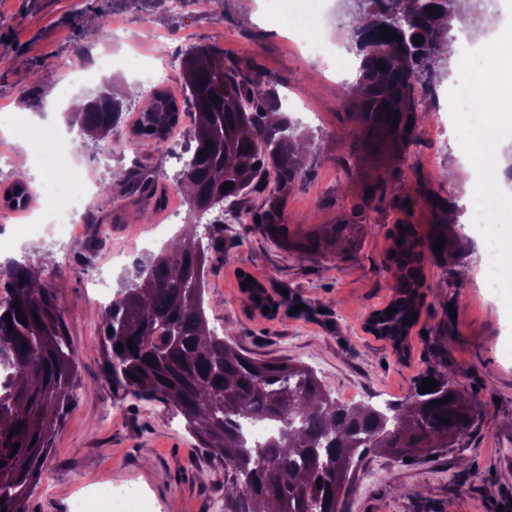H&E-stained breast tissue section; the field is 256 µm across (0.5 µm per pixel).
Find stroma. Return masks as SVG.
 Wrapping results in <instances>:
<instances>
[{"instance_id": "35a3bbf8", "label": "stroma", "mask_w": 512, "mask_h": 512, "mask_svg": "<svg viewBox=\"0 0 512 512\" xmlns=\"http://www.w3.org/2000/svg\"><path fill=\"white\" fill-rule=\"evenodd\" d=\"M105 13L107 23L87 40L89 16ZM273 0H224L220 13L202 0H186L173 14L165 0H0V114L18 116L25 133L0 121V193L29 172L31 207L47 205L48 181L37 153L46 120L62 125L77 144L82 166L109 180L115 168L146 166L150 190H166L165 210L149 222L136 218L126 198L116 207L126 221L102 217L85 233L60 244L16 225L0 224V261L13 258L38 267L43 284H61L57 305L66 322L78 361L73 402L53 427L51 446L27 512H73L83 487L138 486L140 499L128 512H227L223 462L196 446L183 417L164 401L116 393L105 375L104 330L100 306L90 282L110 249L126 250L113 281L135 263L179 235L188 223L187 208L174 189L177 167L168 146H184L194 124L183 113L169 134L170 145L133 135L148 103L139 84L142 63H128L133 50L155 46L182 57L192 46L216 45L225 61L261 70L286 98L289 115L312 137L305 176L288 198L291 238L315 237L325 225L347 220L354 206L365 219L354 249L336 258L307 253L270 239L251 217L224 224V251L206 265L205 309L210 327L244 354L258 359H290L310 366L332 395L344 403L402 401L416 380L431 370L448 377L476 404L481 416L462 447L411 453L409 460L369 454L359 463L344 512H512V355L503 347L512 339V319L503 299L489 298L478 272L486 265L484 246L470 247L465 177L455 174L458 152L453 134L436 136L434 125L447 122L443 111L428 113L418 129L405 165H397L391 144L355 149L360 132L356 109L342 96L343 83L302 57L288 27L275 19ZM124 30L113 34V23ZM104 53L123 59L107 75L127 98L124 119L106 140L94 142L70 121L68 112L48 115L49 97L79 91L93 95L96 84L78 81L87 61ZM384 202L365 201L363 191L393 168ZM426 186L456 202L442 232L440 262H426L425 285L417 324L409 333V356L399 358L390 342L365 329L373 310L393 297L385 269L399 224H413L428 237L435 223L428 201L412 209L393 207L394 198ZM106 225L107 237L98 234ZM263 283L278 307L255 308L239 286L240 272Z\"/></svg>"}]
</instances>
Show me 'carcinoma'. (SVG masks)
<instances>
[{
    "instance_id": "cac0c4a2",
    "label": "carcinoma",
    "mask_w": 512,
    "mask_h": 512,
    "mask_svg": "<svg viewBox=\"0 0 512 512\" xmlns=\"http://www.w3.org/2000/svg\"><path fill=\"white\" fill-rule=\"evenodd\" d=\"M349 18L350 39L360 57L357 81L343 90L355 106L361 126L358 139L392 141L399 163L418 138L416 130L431 111L429 97H418L416 86L430 90L448 77L447 41L434 34L436 26L473 17L484 0H340ZM439 8L432 13L431 6ZM388 28L401 40L382 37ZM422 36V43L413 37ZM184 99L166 91L150 95L134 130L138 137L161 143L179 124L181 111L197 120L185 152L189 159L175 175V189L193 214H204L222 203L240 212L250 196L261 198L252 216L276 241H288V195L305 174V134L285 116L268 121L280 110L273 81L263 73L224 63L216 46L188 50L182 60ZM219 101H213V96ZM125 100L112 82L98 88L78 112L71 113L93 140L107 138L123 119ZM398 117L388 116L386 109ZM398 126L391 127L392 121ZM144 181L137 169L113 172L101 184L96 213L112 206L114 187L134 195ZM231 182L230 190L222 185ZM153 207L141 199L140 218L166 204L167 193H152ZM31 189L16 181L4 193L11 210L28 206ZM362 223V209H353L344 224H333L315 241L300 242L301 251L324 250L341 255L354 224ZM224 220L217 219L198 232L192 225L177 245L164 248L136 266L112 299L97 311L110 342L106 375L133 394L170 403L196 437L198 447L224 461L231 470L224 480V499L230 512H342L341 498L351 491L357 464L371 451L399 458L424 448H454L468 434L478 414L448 374L422 375L416 391L405 401L378 408L348 405L325 389L312 369L288 360L257 361L237 351L208 326L204 307V266L209 249L217 247ZM395 256L388 258L395 312L375 310L367 330L392 342L402 357L413 324L403 323L420 313L423 268L436 260L433 247L420 249L415 227L395 228ZM31 266L9 260L0 263V368L11 374L0 380V505L5 512H27L26 503L51 447L54 422L73 399L78 364L67 338V327L57 309L55 291L29 283ZM244 292L257 306L270 302L264 286L241 276ZM19 306H13V302ZM24 313L26 323L16 317ZM11 322H6L5 314ZM133 342L131 349L128 342ZM123 349H116V345ZM433 377L436 388L419 392L422 380ZM445 404L432 401L445 397ZM449 422L444 423L442 419ZM271 422L277 431L250 441L246 423ZM17 451H12L14 444Z\"/></svg>"
}]
</instances>
